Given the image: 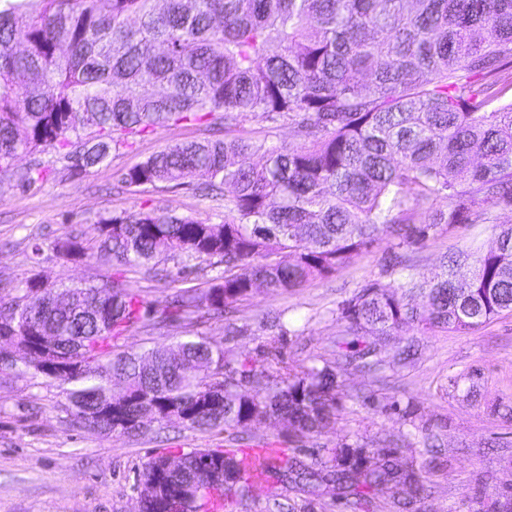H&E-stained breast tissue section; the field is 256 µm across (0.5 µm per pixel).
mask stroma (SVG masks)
Returning a JSON list of instances; mask_svg holds the SVG:
<instances>
[{
    "label": "stroma",
    "instance_id": "obj_1",
    "mask_svg": "<svg viewBox=\"0 0 512 512\" xmlns=\"http://www.w3.org/2000/svg\"><path fill=\"white\" fill-rule=\"evenodd\" d=\"M220 136L205 123L159 128L89 171L77 173L57 162L47 182L28 189L18 187L11 174H0V281L20 287L36 275L72 286L112 275V264L96 258L103 217L157 208L223 223V201L188 188H129L118 181L120 171L169 145ZM71 236L82 242L86 258L70 260L56 252L55 243ZM475 238L490 241V225H454L407 250L408 266L395 274H431L443 253ZM389 254L382 242L338 273L300 288L254 290L234 312L197 330L236 358L258 360L274 346L292 363L335 361L343 330L338 306L365 283L385 277ZM277 316L287 335L272 327ZM405 335L419 341L410 362H400L389 343L381 346L376 369L337 363L344 410L335 430L305 441L304 448L395 446L400 460L418 468L426 482L427 495L413 512H481L483 504L512 491V311L469 334L409 329ZM287 434L285 423L274 420L230 433H200L178 423L135 436L93 431L67 410L62 384L5 370L0 512H136L142 466L151 457L256 445ZM288 505L308 512L306 494L274 482L261 497L236 499L223 512H283Z\"/></svg>",
    "mask_w": 512,
    "mask_h": 512
}]
</instances>
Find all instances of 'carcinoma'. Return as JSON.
Returning <instances> with one entry per match:
<instances>
[{"label": "carcinoma", "instance_id": "cac0c4a2", "mask_svg": "<svg viewBox=\"0 0 512 512\" xmlns=\"http://www.w3.org/2000/svg\"><path fill=\"white\" fill-rule=\"evenodd\" d=\"M157 86L156 94L145 87ZM512 0H9L0 9V173L43 183L55 153L76 172L104 163L158 127L209 121L226 137L176 143L121 173L127 186L191 185L224 200V223L168 210L101 218L97 253L119 269L84 287L33 277L0 286V336L53 347L78 371L13 366L69 385L68 406L93 430L156 423L199 432L280 417L313 438L344 409L336 369L230 358L190 319L220 316L253 288H299L350 265L375 244L423 246L453 224L512 210ZM288 120L297 142L257 141L251 120ZM21 154L33 156L15 167ZM428 212L420 219L421 212ZM489 247L444 255L430 276L372 280L341 302L343 356L372 354L404 328L468 334L512 311V224ZM67 258L77 238L56 243ZM182 268L217 259L204 292L165 304L130 288L121 268L168 257ZM186 329L173 347L115 350L133 328ZM121 391L114 392V385ZM307 463L267 441L257 448L184 454L174 476L190 512L260 495L270 480L365 512L375 501L411 512L421 473L391 447L343 443Z\"/></svg>", "mask_w": 512, "mask_h": 512}]
</instances>
